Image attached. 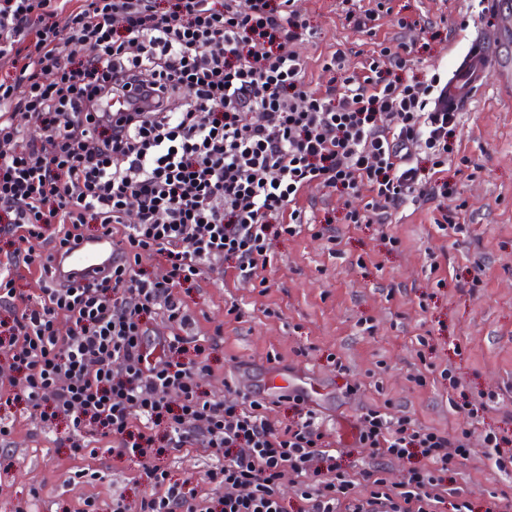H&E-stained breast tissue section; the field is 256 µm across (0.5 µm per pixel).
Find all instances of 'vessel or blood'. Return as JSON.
<instances>
[{"label": "vessel or blood", "mask_w": 512, "mask_h": 512, "mask_svg": "<svg viewBox=\"0 0 512 512\" xmlns=\"http://www.w3.org/2000/svg\"><path fill=\"white\" fill-rule=\"evenodd\" d=\"M512 69L499 59L494 36H474L465 54L457 61L448 80V109L467 111L492 77L507 78ZM112 263V241L72 244L57 259L61 278L93 276Z\"/></svg>", "instance_id": "1"}]
</instances>
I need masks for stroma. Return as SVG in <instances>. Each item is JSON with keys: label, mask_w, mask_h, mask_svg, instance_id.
Instances as JSON below:
<instances>
[{"label": "stroma", "mask_w": 512, "mask_h": 512, "mask_svg": "<svg viewBox=\"0 0 512 512\" xmlns=\"http://www.w3.org/2000/svg\"><path fill=\"white\" fill-rule=\"evenodd\" d=\"M371 32L354 29L340 0H296L313 27L300 53L313 82L329 79L326 55L340 50L360 69L378 43L412 46L416 71L451 72L472 37L491 31L497 17L478 0H389ZM448 156L451 191L440 204H416L386 222L349 224L338 195L310 187L301 204L315 230L282 236L272 260L247 282L226 276L181 288L195 330L209 337L211 371L199 377L214 399L260 390L270 417L287 422V389L272 387L271 371L290 387L313 388L310 409L325 440L340 451L343 469L384 466L388 481L403 480L408 461L382 459L356 445L349 428L370 407L390 402L392 412L425 426L456 424L459 395L512 388V87L490 81L461 113ZM465 224L463 234L439 230L442 212ZM238 314H230V307ZM344 372H337V365ZM452 369L459 391L436 379ZM512 416V396L470 422L471 455L453 477L464 496L481 505L489 491L512 487V473L493 469L485 455L486 428ZM64 430L18 419L0 453V512H97L112 503H136L151 486L141 463L99 447L72 458L58 444ZM218 459L202 447L185 448L162 462L174 480L217 500L223 488L208 473Z\"/></svg>", "instance_id": "obj_1"}]
</instances>
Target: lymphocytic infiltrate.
I'll use <instances>...</instances> for the list:
<instances>
[{"mask_svg":"<svg viewBox=\"0 0 512 512\" xmlns=\"http://www.w3.org/2000/svg\"><path fill=\"white\" fill-rule=\"evenodd\" d=\"M309 30L294 0H0V410L65 421L62 444L80 459L104 440L135 458L199 445L224 459L208 473L217 504L155 466L151 492L113 512H286V476L303 512H473L448 484L467 431L367 409L359 447L411 462L391 484L344 471L312 411L281 426L264 401L212 399L197 381L210 365L180 288L251 279L275 237L301 233L307 187L368 194L352 224L448 195L447 79L416 74L402 42L351 74L333 52L329 80L312 85L298 51ZM117 97L127 111H107ZM104 235L111 269L59 284L52 251ZM156 256L163 275L141 270ZM22 268L40 295L17 288Z\"/></svg>","mask_w":512,"mask_h":512,"instance_id":"f902f5d3","label":"lymphocytic infiltrate"}]
</instances>
